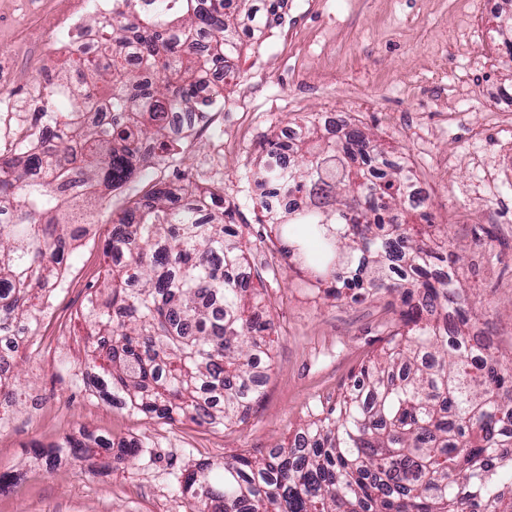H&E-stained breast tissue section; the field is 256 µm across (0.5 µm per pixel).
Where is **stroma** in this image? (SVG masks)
Wrapping results in <instances>:
<instances>
[{
	"instance_id": "1",
	"label": "stroma",
	"mask_w": 512,
	"mask_h": 512,
	"mask_svg": "<svg viewBox=\"0 0 512 512\" xmlns=\"http://www.w3.org/2000/svg\"><path fill=\"white\" fill-rule=\"evenodd\" d=\"M286 2L280 25L260 40L244 39L238 79L226 82L223 100L180 142L176 162L145 159L131 182L93 201V219L74 243L68 286L54 292L35 339L18 354L23 396L0 428V472L15 480L0 493V512H191L177 483L184 469L243 449L261 458L288 446L310 406L335 401L362 361L385 346L399 313L389 295L316 300L309 269L258 245L266 233L253 204L261 145L305 115L335 113L404 157L428 189L431 223L446 225L461 258L472 323L495 351L512 352V127L481 133L491 114L512 109L500 98L512 89V56L498 31L512 0H494L491 13L474 17L458 0ZM92 17L86 0H0V108L30 111L40 75L75 79L78 55L59 42L72 27H92ZM471 26L477 33L467 53H454L455 37ZM461 86L469 105L463 126L449 122L445 107ZM486 167L499 169L495 185L484 183ZM189 182L223 188L234 223L258 245L251 269L263 273L272 303L273 365L260 402L233 433L131 415L88 396L63 368L91 348L77 314L103 284L113 216L154 187ZM89 433L145 436L151 445L127 460L118 448L79 459L63 453L51 468L31 448Z\"/></svg>"
}]
</instances>
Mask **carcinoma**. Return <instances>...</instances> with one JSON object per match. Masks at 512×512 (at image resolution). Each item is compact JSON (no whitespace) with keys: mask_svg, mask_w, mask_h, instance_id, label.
<instances>
[{"mask_svg":"<svg viewBox=\"0 0 512 512\" xmlns=\"http://www.w3.org/2000/svg\"><path fill=\"white\" fill-rule=\"evenodd\" d=\"M112 20L95 17L98 42L85 63L92 78L76 91L55 84L8 153L0 151V336L30 327L46 293L62 286L79 221L66 206L100 185L120 187L150 156L176 159V115L206 118L224 88L208 74L233 75L239 33L264 34L284 0H119ZM98 104L106 127L84 119ZM291 142L271 137L254 182L272 243L314 274L326 299L359 302L399 296L387 347L362 365L334 404L308 411L287 448L256 459L186 469L181 493L194 512H512V354L496 355L472 332L458 278L460 257L445 232L397 221L410 201L412 169L377 140L349 127L334 140L317 118H300ZM43 180L17 198L18 186ZM289 200L283 210L271 199ZM203 210L213 212L207 223ZM224 189L159 188L112 220L103 253L126 264L105 274L107 299L93 291L77 317L96 344L85 364L96 394L129 412L168 423L189 420L226 430L246 422L261 398L257 365L270 370L265 293L236 273L250 247L226 223ZM22 396L11 369L0 371V409ZM142 440L68 439L61 452Z\"/></svg>","mask_w":512,"mask_h":512,"instance_id":"cac0c4a2","label":"carcinoma"}]
</instances>
